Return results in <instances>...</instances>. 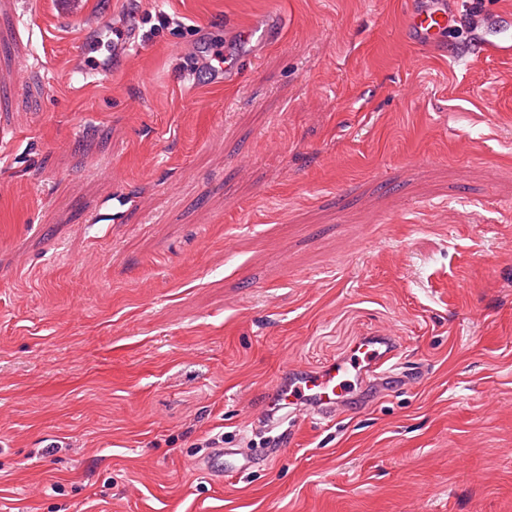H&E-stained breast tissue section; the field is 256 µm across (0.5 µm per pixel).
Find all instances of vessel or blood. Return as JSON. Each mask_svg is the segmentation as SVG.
<instances>
[{"mask_svg": "<svg viewBox=\"0 0 512 512\" xmlns=\"http://www.w3.org/2000/svg\"><path fill=\"white\" fill-rule=\"evenodd\" d=\"M455 17L448 9V0H407L404 35L409 44L428 49L444 44L454 27ZM231 41L248 46L251 53L266 50L278 42L283 33V17L272 10L245 25H229ZM199 68L208 70L218 82L232 85L239 77L237 62L221 53L206 54L196 46L184 50ZM396 356L393 339L389 336H363L354 344L349 355L316 369L295 365L283 368L269 399L260 407L268 413L280 409L308 412L325 419L334 417L344 407L354 380L363 372L386 366ZM254 458L234 448H215L203 461V469L214 476L227 471H246L254 468Z\"/></svg>", "mask_w": 512, "mask_h": 512, "instance_id": "vessel-or-blood-1", "label": "vessel or blood"}]
</instances>
